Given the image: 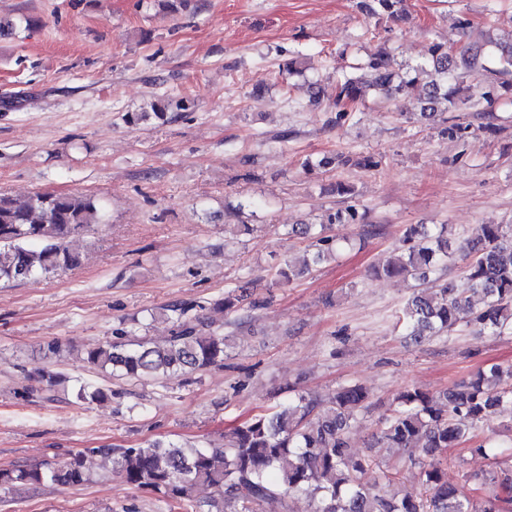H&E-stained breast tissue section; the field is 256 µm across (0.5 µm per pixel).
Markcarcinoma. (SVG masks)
<instances>
[{"label":"carcinoma","instance_id":"cac0c4a2","mask_svg":"<svg viewBox=\"0 0 512 512\" xmlns=\"http://www.w3.org/2000/svg\"><path fill=\"white\" fill-rule=\"evenodd\" d=\"M406 2L361 0L360 8L379 23L398 21L407 14ZM486 59L485 47L477 44L455 49L433 42L425 57L413 64L380 47L359 64L363 75L344 74L336 84L329 104L334 123L349 120L370 90L420 124H437L442 105L450 112H489L503 94H512V43L498 47L491 83L476 92L467 77ZM189 108L183 97L162 95L149 107L126 113L125 120L130 125L151 119L165 123ZM469 129L449 117L440 133L458 139ZM350 161L343 154L323 155L306 159L303 167L326 170ZM357 220L358 210L350 204L330 213L325 224L292 227L291 233L313 240L315 251L298 265L286 264L282 280L303 278L336 256L338 247L325 235L326 224ZM105 221L104 205L92 196L36 192L18 199L0 193V282H38L77 267L80 258L69 247L71 239ZM458 257L465 264L464 282L435 284L432 273ZM373 274L409 276L419 282L403 309L406 336L415 344L461 325L493 335L512 329V224L479 225L457 255L451 252L447 225H412L392 254L373 267ZM475 294L482 295L479 307L471 302ZM243 301L244 296L228 291L214 309L235 312ZM166 311L173 330L164 342L118 329L114 338L86 350V362L114 379L137 381L224 366L227 339L213 328L211 318L188 315L185 304L168 305ZM38 378L53 393L66 382L61 374L45 369ZM70 392L85 403L112 398V389L91 383L73 385ZM317 405L314 395L290 387L288 402L234 427L221 445L155 440L137 448L113 446L104 453L112 458V474L123 483L159 494L184 512H264L270 502L279 503L281 512H292L299 498L309 501L311 512H512V469L468 474L465 487L448 484L442 469L447 450L463 443L485 456L496 448H512V427L505 428L502 440H482L478 434L483 420L512 410V367L492 365L439 395L417 388L396 395L377 441L408 452L411 460L420 458L421 490L416 495L391 491L399 469L351 446V431L370 405L366 387H338L324 416L314 414ZM85 456L80 451L59 463L0 469V489L84 485L92 481ZM374 467L383 469L384 484L364 483V475ZM203 486L211 490L206 498L197 496Z\"/></svg>","mask_w":512,"mask_h":512}]
</instances>
